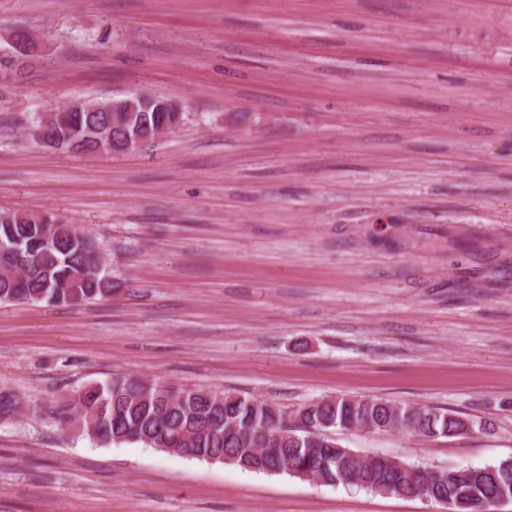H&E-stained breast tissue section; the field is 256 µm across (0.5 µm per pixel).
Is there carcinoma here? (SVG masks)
<instances>
[{
    "instance_id": "obj_1",
    "label": "carcinoma",
    "mask_w": 512,
    "mask_h": 512,
    "mask_svg": "<svg viewBox=\"0 0 512 512\" xmlns=\"http://www.w3.org/2000/svg\"><path fill=\"white\" fill-rule=\"evenodd\" d=\"M23 75L0 56V85L15 84ZM100 105L107 106V101L78 100L74 109L39 116L31 126L52 134L70 130V140L82 154L97 151L96 131L101 128L113 141V152L124 153L137 135L153 139L155 120H165L171 131L183 120L177 109L110 116ZM22 261L32 272L17 281L6 270ZM99 263V246L59 215L0 211V304L79 306L109 299L118 284ZM77 397L84 420L95 424V438L106 445L140 443L253 472L440 500L448 512H489L494 502L512 499V457L484 466L391 463L381 453L363 454L334 438L338 429L407 432L429 440L486 429V424L452 409L337 395L290 415L263 400L117 374L106 384L83 388ZM20 402L12 390L0 388V420L14 419L21 412Z\"/></svg>"
}]
</instances>
